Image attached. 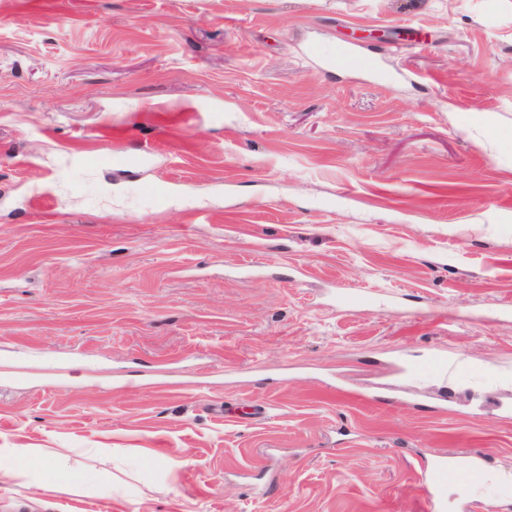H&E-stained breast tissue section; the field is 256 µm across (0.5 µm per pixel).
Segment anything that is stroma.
Listing matches in <instances>:
<instances>
[{
	"label": "stroma",
	"instance_id": "1",
	"mask_svg": "<svg viewBox=\"0 0 512 512\" xmlns=\"http://www.w3.org/2000/svg\"><path fill=\"white\" fill-rule=\"evenodd\" d=\"M509 306L512 0H0V459L65 470L0 512L512 486ZM435 353L498 380L400 369ZM484 462L483 453L476 452L471 468L465 472L454 470L444 454L437 455L430 462L421 465L417 478L419 482L428 486L433 509L442 512L443 492L448 481L461 480L474 486H482L486 474Z\"/></svg>",
	"mask_w": 512,
	"mask_h": 512
}]
</instances>
